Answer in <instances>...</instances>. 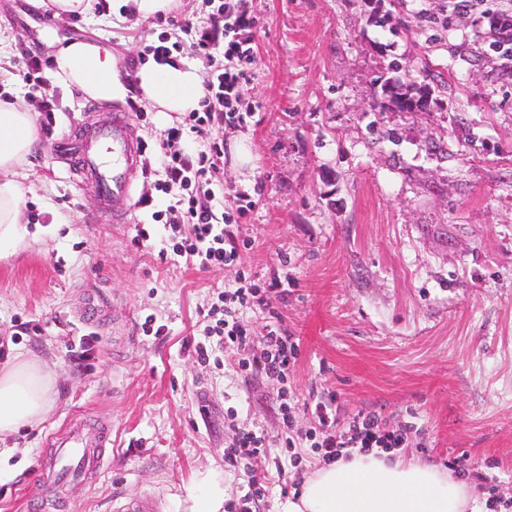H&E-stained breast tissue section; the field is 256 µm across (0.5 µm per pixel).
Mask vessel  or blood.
I'll return each instance as SVG.
<instances>
[{
  "label": "vessel or blood",
  "instance_id": "obj_1",
  "mask_svg": "<svg viewBox=\"0 0 512 512\" xmlns=\"http://www.w3.org/2000/svg\"><path fill=\"white\" fill-rule=\"evenodd\" d=\"M51 151L83 186L94 190L113 223L125 222L134 201L144 151L143 142L131 136L127 112L109 111L80 136L65 133L52 139ZM111 443L112 428L105 423L92 436L76 422L52 438L31 487L28 512H65L72 491L97 481ZM112 510L164 512L150 495L117 499Z\"/></svg>",
  "mask_w": 512,
  "mask_h": 512
}]
</instances>
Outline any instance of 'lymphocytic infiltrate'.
<instances>
[{
  "label": "lymphocytic infiltrate",
  "instance_id": "1",
  "mask_svg": "<svg viewBox=\"0 0 512 512\" xmlns=\"http://www.w3.org/2000/svg\"><path fill=\"white\" fill-rule=\"evenodd\" d=\"M446 10L468 15L477 30L496 34V49L512 56V0H447ZM256 25L244 0H222L209 23L195 28L197 50L206 60L204 95L199 110L181 113L165 131L159 151L165 179L157 189L173 193L174 198L166 209L154 211L151 218L166 229L187 227V234L171 244L176 256L202 268L219 266L232 272L231 283L206 313L205 331L208 338L218 337L225 348L238 351V365L244 373L261 374L279 383L278 416L286 434L284 444L291 451L292 466L302 462L295 451L301 442L326 465L350 459L355 449L366 452L373 448L391 451L408 447L418 432L409 422L392 424L377 413L361 410L346 426H339L334 393L311 396L300 405L290 402L286 384L299 356L298 343L273 327L268 328L262 340H255L249 322L243 318L244 310L263 304L266 291L275 290L279 283L273 280L262 287L246 275L242 248L227 234L229 224L235 223L236 218L233 213L215 211L216 194L210 187V175L224 158V146L210 142L193 155L181 146L186 133L199 131L211 120L221 119L232 127L244 122L241 87L254 60ZM219 46L224 49L220 60L212 54ZM302 413L309 416L311 426L299 442L292 431ZM266 448L264 434L249 428L236 432L224 454V463L231 468L246 466L256 471L257 476L239 501L227 504L225 512H252L251 503L264 498L269 480L284 478V470L271 469Z\"/></svg>",
  "mask_w": 512,
  "mask_h": 512
}]
</instances>
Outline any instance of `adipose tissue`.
<instances>
[{"mask_svg": "<svg viewBox=\"0 0 512 512\" xmlns=\"http://www.w3.org/2000/svg\"><path fill=\"white\" fill-rule=\"evenodd\" d=\"M51 75L97 100H119L127 93L111 51L96 44L60 46ZM136 78L142 97L157 111L198 107L202 77L191 63L156 62ZM36 141L33 112L12 103L0 107V254L11 252L26 232L21 189L11 173ZM48 392L46 376L33 363L21 361L0 372V436L38 422L49 408ZM471 499L464 483L433 464L370 452L318 469L277 512H466Z\"/></svg>", "mask_w": 512, "mask_h": 512, "instance_id": "obj_1", "label": "adipose tissue"}]
</instances>
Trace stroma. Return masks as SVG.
<instances>
[{
	"label": "stroma",
	"mask_w": 512,
	"mask_h": 512,
	"mask_svg": "<svg viewBox=\"0 0 512 512\" xmlns=\"http://www.w3.org/2000/svg\"><path fill=\"white\" fill-rule=\"evenodd\" d=\"M174 21L127 14L58 20L29 0H0V93L31 105L19 75L38 56L72 41L107 47L121 71L152 59L167 35L177 58L199 63L193 29L208 22L207 0H177ZM258 21L255 58L242 98L253 112L236 128L215 121L187 134L196 153L224 144L212 181L222 207L240 191L255 207L229 233L248 243L245 268L257 283L279 277L264 306L247 311L254 336L279 326L300 343L288 375L295 400L337 395V417L360 410L398 423L415 419L427 439L408 452L446 472L454 461L494 464L512 484V57L493 49L444 0H247ZM391 11L397 33L375 26ZM429 84L428 112L371 109L377 78L392 60ZM53 133L78 132L92 119L85 94L54 87ZM137 86L115 103L131 115L147 150L127 223L99 211V200L55 162L39 135L20 164L21 206L29 234L0 257V371L38 364L51 379L42 421L0 438V512H26L46 443L66 422L112 425L97 482L71 497L68 512H112L114 499L149 494L166 512H200L244 494L250 470L224 465L235 426L266 434L271 456L288 463L277 415V381L247 376L236 352L214 350L202 364V313L229 273L162 254L139 229L168 195L158 144L169 114L141 104ZM52 133V134H53ZM246 139L253 166L235 168ZM105 315L87 319L90 298ZM163 329L154 336L145 321ZM90 349L84 364L76 352Z\"/></svg>",
	"instance_id": "1"
}]
</instances>
